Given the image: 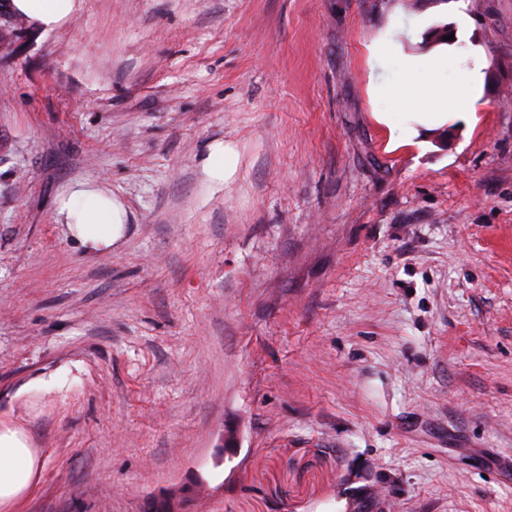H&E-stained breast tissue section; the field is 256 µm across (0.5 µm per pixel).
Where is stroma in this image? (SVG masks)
I'll return each instance as SVG.
<instances>
[{
  "label": "stroma",
  "instance_id": "1",
  "mask_svg": "<svg viewBox=\"0 0 512 512\" xmlns=\"http://www.w3.org/2000/svg\"><path fill=\"white\" fill-rule=\"evenodd\" d=\"M453 2L0 27V429L39 458L0 512H512V0ZM441 54L482 97L425 124L388 92ZM77 182L112 249L67 235ZM57 209L70 237L87 252L110 249L123 235L122 204L93 183L70 187L59 199Z\"/></svg>",
  "mask_w": 512,
  "mask_h": 512
}]
</instances>
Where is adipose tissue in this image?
Segmentation results:
<instances>
[{
  "label": "adipose tissue",
  "mask_w": 512,
  "mask_h": 512,
  "mask_svg": "<svg viewBox=\"0 0 512 512\" xmlns=\"http://www.w3.org/2000/svg\"><path fill=\"white\" fill-rule=\"evenodd\" d=\"M76 0H10L8 7L39 27L54 28L76 10ZM58 213L71 238L86 251L112 247L124 232L122 204L95 184L70 187L58 201ZM36 460L17 432H0V505L13 501L27 487Z\"/></svg>",
  "instance_id": "adipose-tissue-1"
}]
</instances>
